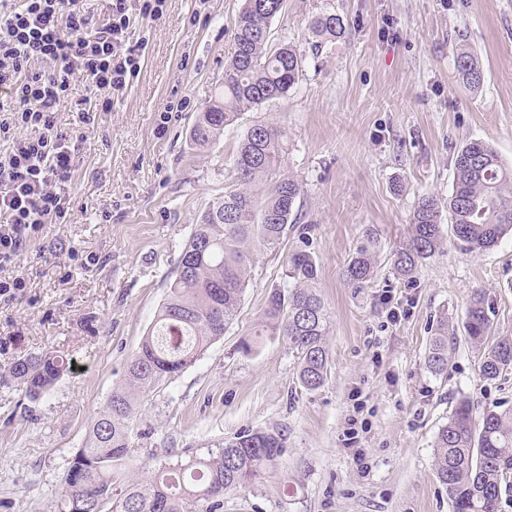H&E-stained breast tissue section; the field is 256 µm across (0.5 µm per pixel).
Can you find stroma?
Masks as SVG:
<instances>
[{"label": "stroma", "mask_w": 512, "mask_h": 512, "mask_svg": "<svg viewBox=\"0 0 512 512\" xmlns=\"http://www.w3.org/2000/svg\"><path fill=\"white\" fill-rule=\"evenodd\" d=\"M243 4L166 0L143 31L138 79L100 126H84L67 103L54 114L76 134L75 204L68 223L45 225L16 268L0 271L25 280L0 299V368L46 350L64 352L70 368L36 400L0 381V512H53L69 459L123 380L198 217L233 185L237 146L260 122L287 130L284 168L303 186L297 222L311 228L331 315L327 379L305 390L282 337L240 350L284 283L299 243L292 230L279 250L252 247L250 281L223 336L138 403L119 476L148 477L168 455L270 430L286 438L281 456L226 495L223 512H452L434 476L439 429L464 397L479 414L512 411V372L481 379L464 332L480 288L495 334L512 336V237L479 254L446 244L410 278L391 261L418 199L447 197L460 147L483 141L512 164V0H286L271 41L304 55L302 74L200 151L189 130L224 88ZM322 13L343 17L341 38L312 33ZM463 44L483 69L475 91L457 73ZM368 231L375 277L355 288L342 272ZM443 321L456 342L437 375L425 357ZM357 447L367 467L354 462Z\"/></svg>", "instance_id": "stroma-1"}]
</instances>
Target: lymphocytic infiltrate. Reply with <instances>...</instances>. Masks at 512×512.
<instances>
[{
  "instance_id": "lymphocytic-infiltrate-1",
  "label": "lymphocytic infiltrate",
  "mask_w": 512,
  "mask_h": 512,
  "mask_svg": "<svg viewBox=\"0 0 512 512\" xmlns=\"http://www.w3.org/2000/svg\"><path fill=\"white\" fill-rule=\"evenodd\" d=\"M86 0H0V269L15 264L31 236L67 223L74 201L71 136L53 114L70 102L91 125L141 72L138 29L159 20L166 0H109L92 23ZM49 63L33 71L36 61ZM95 96H88V89Z\"/></svg>"
}]
</instances>
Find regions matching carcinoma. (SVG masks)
I'll return each instance as SVG.
<instances>
[{"mask_svg": "<svg viewBox=\"0 0 512 512\" xmlns=\"http://www.w3.org/2000/svg\"><path fill=\"white\" fill-rule=\"evenodd\" d=\"M285 0H245L224 70V92L197 116L190 140L207 149L241 111L288 93L303 71L305 57L293 45H270L272 20ZM310 28L326 40L346 32L343 17L326 13ZM457 70L475 90L483 82L478 58L457 53ZM286 130L271 123L252 125L233 159L235 188L216 198L200 215L178 261L168 294L125 378L112 388L106 409L91 426L82 448L68 462L57 512H221L224 496L262 476L285 448L279 432L243 430L217 448L187 460L162 464L150 478L116 479L115 469L131 456L128 423L140 398L156 385L194 364L205 347L233 322L248 281L250 249L257 241L275 250L297 219L302 186L284 170ZM448 212L456 246L466 252L489 250L512 232V166L489 144L473 141L454 159L447 198L424 196L414 207L407 244L392 257L400 276L413 274L443 244V212ZM301 245L288 255L286 289L271 291L265 331L286 338L296 354L298 377L308 391L319 389L330 365L326 336L330 315L317 293L318 262ZM372 241L359 246L344 270L346 280L363 288L374 277ZM469 341L483 350L480 373L495 380L512 370V338L491 335L483 290L474 292L465 317ZM427 368H448V332L439 328L426 355ZM57 351L20 356L5 369L36 399L67 371ZM435 475L448 491L453 512H500L502 493L512 490V413L487 411L480 422L460 399L436 436Z\"/></svg>", "mask_w": 512, "mask_h": 512, "instance_id": "cac0c4a2", "label": "carcinoma"}]
</instances>
